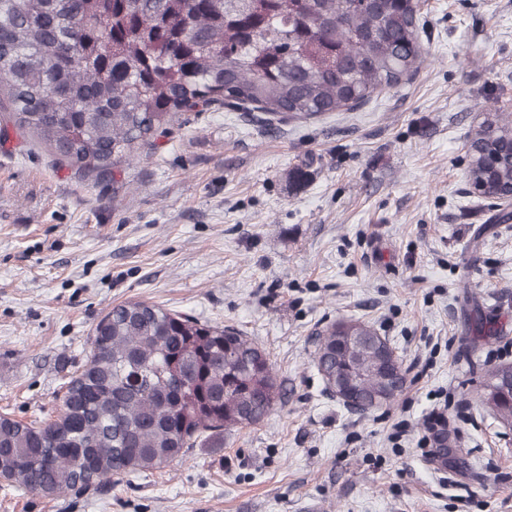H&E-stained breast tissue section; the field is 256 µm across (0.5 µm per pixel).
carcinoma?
Segmentation results:
<instances>
[{"label":"carcinoma","mask_w":512,"mask_h":512,"mask_svg":"<svg viewBox=\"0 0 512 512\" xmlns=\"http://www.w3.org/2000/svg\"><path fill=\"white\" fill-rule=\"evenodd\" d=\"M419 0H0V108L83 174L107 175L178 112L230 108L268 121L353 109L424 61ZM471 184L512 190V128L471 144ZM358 410L390 404L407 373L359 320L331 324L315 356ZM266 353L230 326L145 300L112 307L57 420L0 417V473L30 492L87 491L153 470L208 432L261 422L282 401ZM481 404L512 424V363Z\"/></svg>","instance_id":"obj_1"}]
</instances>
